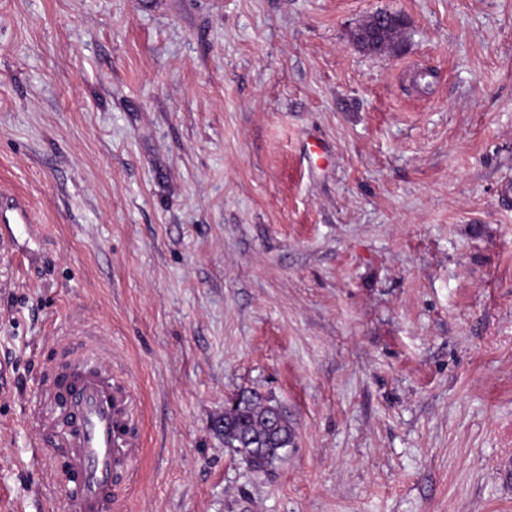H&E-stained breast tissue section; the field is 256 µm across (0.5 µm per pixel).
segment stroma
<instances>
[{"mask_svg": "<svg viewBox=\"0 0 512 512\" xmlns=\"http://www.w3.org/2000/svg\"><path fill=\"white\" fill-rule=\"evenodd\" d=\"M0 189V512H62L77 347L137 400L119 512H512V0H0ZM0 239L2 243H12L26 255H29L28 247L25 243L20 244L16 230L27 232L32 224L31 211L21 199L0 193ZM2 228L7 230V234L2 233ZM282 407L276 429L268 426V416ZM295 431L288 411L276 400L260 393L237 398L224 414V445L245 456L257 470H266L280 459L281 451L292 443Z\"/></svg>", "mask_w": 512, "mask_h": 512, "instance_id": "obj_1", "label": "stroma"}]
</instances>
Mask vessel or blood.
<instances>
[{"label": "vessel or blood", "instance_id": "vessel-or-blood-1", "mask_svg": "<svg viewBox=\"0 0 512 512\" xmlns=\"http://www.w3.org/2000/svg\"><path fill=\"white\" fill-rule=\"evenodd\" d=\"M32 224L31 211L21 199L0 193L1 236L18 243V231ZM63 384H51L49 397H63L74 431L66 441L73 488L64 497L65 512H112L115 474L133 469L140 441L133 428L134 402L120 382L86 355L71 363Z\"/></svg>", "mask_w": 512, "mask_h": 512}]
</instances>
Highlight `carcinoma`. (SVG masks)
Wrapping results in <instances>:
<instances>
[{
    "label": "carcinoma",
    "instance_id": "carcinoma-1",
    "mask_svg": "<svg viewBox=\"0 0 512 512\" xmlns=\"http://www.w3.org/2000/svg\"><path fill=\"white\" fill-rule=\"evenodd\" d=\"M279 407L276 400L256 392L236 399L224 414V447L245 456L259 471L273 465L295 437L285 409L277 427L268 426V416Z\"/></svg>",
    "mask_w": 512,
    "mask_h": 512
}]
</instances>
